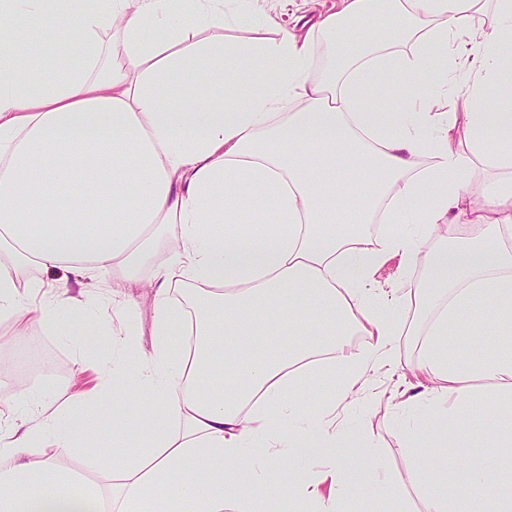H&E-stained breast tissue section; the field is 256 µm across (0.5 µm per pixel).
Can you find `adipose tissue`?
Instances as JSON below:
<instances>
[{
    "mask_svg": "<svg viewBox=\"0 0 512 512\" xmlns=\"http://www.w3.org/2000/svg\"><path fill=\"white\" fill-rule=\"evenodd\" d=\"M238 2L0 0V23L27 20L0 50V318L22 336L73 310L108 352L68 399L23 388L0 402V512H347L382 490L401 499L405 483L423 512H512L496 461L511 421L482 454L423 453L464 432L471 378L497 385L485 413L512 412V344H490L512 326V0H341L302 32ZM229 27L251 36L225 42ZM64 28L81 65L30 82L28 47ZM424 71L431 91L391 102ZM212 89L229 104L211 105ZM396 256L424 281L377 287ZM64 269L111 289L113 317L103 296L70 295ZM144 287L146 348L121 322L140 312L126 289ZM477 307L476 353L457 358ZM411 317L427 325L418 391L362 404L372 372L400 366ZM359 405L356 465L336 453V410ZM378 418L414 451L404 480L374 462ZM97 419L112 424L95 456L111 482L66 499L75 477L59 459L96 441ZM187 460L195 474L177 480Z\"/></svg>",
    "mask_w": 512,
    "mask_h": 512,
    "instance_id": "1",
    "label": "adipose tissue"
}]
</instances>
